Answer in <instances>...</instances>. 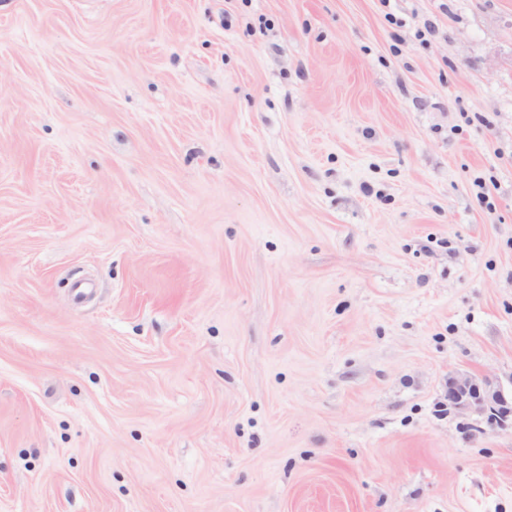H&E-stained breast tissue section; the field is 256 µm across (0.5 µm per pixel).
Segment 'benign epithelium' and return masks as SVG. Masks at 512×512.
Wrapping results in <instances>:
<instances>
[{
	"mask_svg": "<svg viewBox=\"0 0 512 512\" xmlns=\"http://www.w3.org/2000/svg\"><path fill=\"white\" fill-rule=\"evenodd\" d=\"M448 406L458 411L485 413L501 426L512 417V403L502 390L467 374L448 377Z\"/></svg>",
	"mask_w": 512,
	"mask_h": 512,
	"instance_id": "benign-epithelium-1",
	"label": "benign epithelium"
}]
</instances>
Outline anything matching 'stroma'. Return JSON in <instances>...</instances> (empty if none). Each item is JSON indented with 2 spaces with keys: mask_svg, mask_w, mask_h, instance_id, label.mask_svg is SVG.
I'll use <instances>...</instances> for the list:
<instances>
[{
  "mask_svg": "<svg viewBox=\"0 0 512 512\" xmlns=\"http://www.w3.org/2000/svg\"><path fill=\"white\" fill-rule=\"evenodd\" d=\"M512 0H0V512H512ZM509 398L500 389L492 388L489 381H479L467 374L448 378V406L458 411L475 410L486 413L488 418L501 426L511 419Z\"/></svg>",
  "mask_w": 512,
  "mask_h": 512,
  "instance_id": "obj_1",
  "label": "stroma"
}]
</instances>
